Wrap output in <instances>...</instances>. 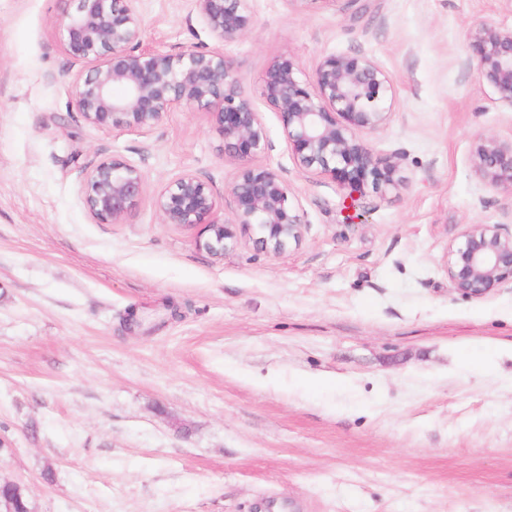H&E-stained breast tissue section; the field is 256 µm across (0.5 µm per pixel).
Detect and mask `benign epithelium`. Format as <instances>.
<instances>
[{"instance_id": "7a95c632", "label": "benign epithelium", "mask_w": 512, "mask_h": 512, "mask_svg": "<svg viewBox=\"0 0 512 512\" xmlns=\"http://www.w3.org/2000/svg\"><path fill=\"white\" fill-rule=\"evenodd\" d=\"M59 22L60 40L83 62L72 82L77 112L89 125L148 131L178 107L212 111L224 140V156L240 171L224 193L232 217L215 216L216 190L194 171L158 189L154 206L164 224L203 226L201 243L222 255L247 236L255 249L280 255L299 246L308 224L281 172L255 160L272 149L262 113L246 95L242 78L224 46L250 29L251 0H195L214 46L177 54L142 46L136 0H68ZM479 78L501 102L512 106V29L481 23L470 31ZM261 96L281 122L288 150L308 173L339 175L353 190L371 183L387 193L398 189V159L381 162L361 134L386 126L393 94L385 71L372 58H324L308 76L292 59L274 60L262 79ZM476 175L492 188L512 194V141L485 137L475 149ZM146 190L144 173L121 158L85 169L84 208L97 224H120ZM446 273L458 294L480 298L512 284V229L503 224H468L448 244Z\"/></svg>"}]
</instances>
